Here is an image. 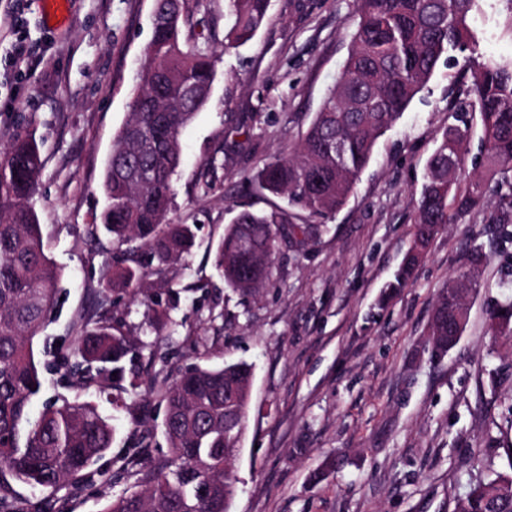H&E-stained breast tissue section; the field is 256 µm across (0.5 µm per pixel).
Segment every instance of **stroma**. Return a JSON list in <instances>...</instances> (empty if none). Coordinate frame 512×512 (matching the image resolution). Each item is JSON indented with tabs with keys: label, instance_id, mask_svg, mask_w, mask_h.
<instances>
[{
	"label": "stroma",
	"instance_id": "obj_1",
	"mask_svg": "<svg viewBox=\"0 0 512 512\" xmlns=\"http://www.w3.org/2000/svg\"><path fill=\"white\" fill-rule=\"evenodd\" d=\"M153 0H69L64 26L41 21V0H0V146L24 127L42 144L36 197L46 252L61 272L58 301L34 340L44 367L33 413L64 397L89 401L116 425L111 449L80 488L12 481L17 512H103L113 497L169 463L157 395L133 412L115 408L111 384L83 389L64 378L82 324L98 302L125 335L144 341L134 368L161 386L186 368L244 361L254 367L251 403L233 466V512H456L475 455L512 469V371L503 369L488 312L512 296V242L498 238L489 195L480 213L444 225L406 288L385 285L408 250L419 191L437 139L468 101L463 66H439L382 136L347 204L305 245L285 243L259 296L228 288L213 250L234 205L263 210L277 197L251 176L288 155L335 82L359 16L356 0H270L248 44L224 46V0H189L186 46L208 44L217 77L206 107L183 130V163L169 217L196 227L195 245L166 277L170 323L148 325L143 296L98 289L112 244L90 237L103 207L100 183L129 112ZM468 54L512 59V0H477ZM36 45L14 58L18 38ZM486 259L472 266L470 251ZM472 275L468 323L445 357L432 356L428 325L450 279ZM138 427H131L130 418Z\"/></svg>",
	"mask_w": 512,
	"mask_h": 512
}]
</instances>
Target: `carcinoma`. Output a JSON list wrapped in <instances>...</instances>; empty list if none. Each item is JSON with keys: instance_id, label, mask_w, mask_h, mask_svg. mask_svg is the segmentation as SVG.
<instances>
[{"instance_id": "carcinoma-1", "label": "carcinoma", "mask_w": 512, "mask_h": 512, "mask_svg": "<svg viewBox=\"0 0 512 512\" xmlns=\"http://www.w3.org/2000/svg\"><path fill=\"white\" fill-rule=\"evenodd\" d=\"M270 0H224L225 47L250 41L268 20ZM475 0H357L359 22L336 84L301 141L287 157L259 167L253 180L288 206L254 211L236 206L218 242L214 266L225 283L256 294L271 275L270 258L285 239L309 238L320 224H298V211L323 218L343 207L383 136L424 89L439 65L475 41L469 17ZM185 0H160L152 36L134 88L128 118L117 131L101 183L100 224L111 236L112 265L101 287L137 293L143 275L124 265L132 242L147 250L161 274L190 253L193 225L169 218L174 177L182 163L181 132L206 105L216 76L208 48H185ZM483 126V171L461 180L465 130L442 132L428 161L417 200L413 244L392 291L408 285L439 229L480 211L487 193L499 195L496 219L512 240V61H474L467 69ZM43 161L35 134L25 128L0 150V472L33 487L57 488L83 478L111 448L116 429L91 402L59 399L31 417L42 373L33 340L57 302L61 271L46 248L34 207ZM472 280L458 276L432 315V353L444 356L468 318L465 293ZM491 335L512 348V297L489 311ZM131 340L104 315L86 322L69 373L89 386L101 375L125 378ZM245 362L194 365L161 394L163 434L171 466L150 473L140 488L112 500L103 512H231L237 494L233 460L243 437L252 378ZM458 512H512V473L494 471L469 484Z\"/></svg>"}]
</instances>
